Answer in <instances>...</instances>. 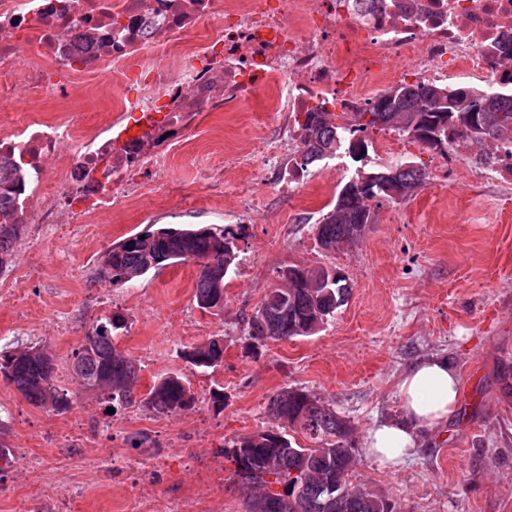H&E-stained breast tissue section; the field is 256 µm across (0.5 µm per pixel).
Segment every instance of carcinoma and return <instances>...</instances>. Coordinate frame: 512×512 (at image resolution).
Masks as SVG:
<instances>
[{
  "label": "carcinoma",
  "instance_id": "obj_1",
  "mask_svg": "<svg viewBox=\"0 0 512 512\" xmlns=\"http://www.w3.org/2000/svg\"><path fill=\"white\" fill-rule=\"evenodd\" d=\"M350 125L360 131L377 128L407 136L430 150L442 151L459 139L483 143L512 135V93L492 94L473 87L445 84H401L380 95L367 111L355 112ZM303 151L299 162L309 166L341 148L344 130L330 125L325 112H309L301 126ZM25 174L0 159V272L13 255L12 245L25 225L18 223L7 198ZM428 179L413 162L400 163L348 181L323 215L314 233L320 247L334 252L351 240L361 225L374 223L372 204L411 197ZM240 233L229 227L191 225L160 228L125 237L101 258L100 272L114 285H123L148 271L178 262L199 267L195 300L207 311L224 309L226 276L240 262L236 240ZM284 280L270 289L247 321L246 353L255 358L272 341L306 337L321 327L347 303L351 284L341 269L286 265ZM126 328L114 315L96 325L76 353L82 380L112 384L105 393L112 407L135 402L156 416L192 409L199 402L190 382L169 374L154 383L138 401L133 388L139 370L116 348L117 333ZM41 347L25 353L0 354V378L31 405L63 414L72 407L71 396L55 383L52 359L40 355ZM196 368H216L224 358V345L216 340L182 353ZM502 397L512 402V354L497 365ZM266 412L281 429L260 431L224 445V455L235 464L234 476L245 501V512H394L383 496L353 484L352 427L328 405L303 388L287 387L270 397ZM310 442L292 443L290 433Z\"/></svg>",
  "mask_w": 512,
  "mask_h": 512
}]
</instances>
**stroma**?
I'll return each instance as SVG.
<instances>
[{
	"mask_svg": "<svg viewBox=\"0 0 512 512\" xmlns=\"http://www.w3.org/2000/svg\"><path fill=\"white\" fill-rule=\"evenodd\" d=\"M112 101L92 83L69 98L46 100L56 119L95 122ZM282 116L263 97L237 112H203L184 150L166 165L165 187L133 199L101 220L94 236L60 239L26 229L9 266L24 301L0 308V350L43 347L63 369L59 386L73 400L59 414L28 404L0 379V420L13 455L44 458L46 467L20 476L0 472V512H245L224 442L268 430V399L301 387L349 420L353 483L382 494L395 512H512V404L500 394L496 364L512 352V185L489 179L492 157L476 147L459 154L452 175L435 170L437 151L408 142L396 162L423 164L428 179L400 203L376 208L375 222L352 247L329 254L313 227L336 193L335 178L317 180L300 201L255 185L263 160L259 140L278 138ZM222 163L224 180L203 178ZM254 185L251 200L241 189ZM203 224L243 227V261L226 281L224 308L195 300L198 268L174 263L123 286L99 274L100 258L130 234ZM335 265L351 296L315 335L264 346L247 356L244 329L279 267ZM126 329L116 339L136 363L135 397L169 374L188 379L195 408L158 417L133 405L108 413L102 395L73 376V355L86 334L112 315ZM68 332H58V321ZM224 342L220 367L203 372L184 350ZM448 357L460 382L456 414L424 432L403 464L366 454L363 437L375 422L397 417L398 376L416 361ZM224 392L213 408L212 390ZM105 452L143 462V469L89 470L84 458Z\"/></svg>",
	"mask_w": 512,
	"mask_h": 512,
	"instance_id": "1",
	"label": "stroma"
}]
</instances>
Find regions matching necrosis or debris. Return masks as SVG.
Wrapping results in <instances>:
<instances>
[{
	"label": "necrosis or debris",
	"instance_id": "obj_1",
	"mask_svg": "<svg viewBox=\"0 0 512 512\" xmlns=\"http://www.w3.org/2000/svg\"><path fill=\"white\" fill-rule=\"evenodd\" d=\"M145 55L151 67L132 77V57ZM445 61L494 91L512 88V0H0V77L25 71L35 104L108 77L120 108L90 127L40 112L1 121L0 158L28 174L11 207L51 234L92 236L143 178L163 184L201 112L269 94L268 111L288 118L281 149L293 159L306 113L345 125L391 84L444 81ZM133 112L139 132L119 131ZM63 142L72 154L49 169Z\"/></svg>",
	"mask_w": 512,
	"mask_h": 512
}]
</instances>
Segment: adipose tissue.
Returning a JSON list of instances; mask_svg holds the SVG:
<instances>
[{
    "label": "adipose tissue",
    "mask_w": 512,
    "mask_h": 512,
    "mask_svg": "<svg viewBox=\"0 0 512 512\" xmlns=\"http://www.w3.org/2000/svg\"><path fill=\"white\" fill-rule=\"evenodd\" d=\"M397 388L399 417L375 425L364 438L369 454L391 464L418 446L421 430L438 427L453 414L459 379L446 357L434 355L407 369Z\"/></svg>",
    "instance_id": "adipose-tissue-1"
}]
</instances>
